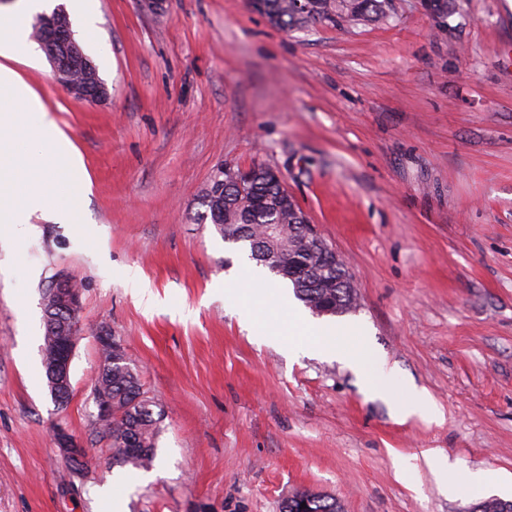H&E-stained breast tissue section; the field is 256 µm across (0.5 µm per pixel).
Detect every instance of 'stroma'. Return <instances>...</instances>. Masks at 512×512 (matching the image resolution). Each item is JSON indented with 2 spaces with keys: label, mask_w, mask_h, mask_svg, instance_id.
Listing matches in <instances>:
<instances>
[{
  "label": "stroma",
  "mask_w": 512,
  "mask_h": 512,
  "mask_svg": "<svg viewBox=\"0 0 512 512\" xmlns=\"http://www.w3.org/2000/svg\"><path fill=\"white\" fill-rule=\"evenodd\" d=\"M75 38L109 96L26 73L83 156L74 220L0 234V512H280L302 491L344 512H470L431 456L512 482V0H387L385 20L284 32L248 0H88ZM268 165L340 255L342 315L439 420L396 418L311 330L225 288L255 261L201 223L221 165ZM82 292L72 396L42 365L43 291ZM119 337L161 414L152 468L96 432L100 331ZM65 430L89 467L65 480Z\"/></svg>",
  "instance_id": "obj_1"
}]
</instances>
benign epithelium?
<instances>
[{
	"label": "benign epithelium",
	"mask_w": 512,
	"mask_h": 512,
	"mask_svg": "<svg viewBox=\"0 0 512 512\" xmlns=\"http://www.w3.org/2000/svg\"><path fill=\"white\" fill-rule=\"evenodd\" d=\"M45 26L59 44L57 48L54 46L46 48L57 83L66 92L90 102L105 98L107 96L105 84L98 78L96 66L75 40L69 23L63 18H56L46 20ZM63 55L77 60L85 68L86 73L92 76V80L78 81L69 75L61 61ZM51 291L57 299L59 309L66 315V318L61 320L56 358L49 371L51 395L57 404L63 405L69 402L72 393L71 364L76 348L74 321L80 311L81 296L79 290L68 287V281L64 279L53 281ZM96 340L100 347L106 349V355L101 359L103 365L112 362V355L123 352L122 344L107 331L100 332ZM55 440L65 457L82 465L86 463V449L82 448L68 433L58 431Z\"/></svg>",
	"instance_id": "1"
}]
</instances>
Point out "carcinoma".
<instances>
[{
    "instance_id": "cac0c4a2",
    "label": "carcinoma",
    "mask_w": 512,
    "mask_h": 512,
    "mask_svg": "<svg viewBox=\"0 0 512 512\" xmlns=\"http://www.w3.org/2000/svg\"><path fill=\"white\" fill-rule=\"evenodd\" d=\"M260 14L275 27L288 31L309 23L347 17L377 22L385 17L384 0H307L297 7L296 0H262ZM203 219L217 225L229 243H243L250 258L271 274L291 282L295 296L309 309L321 306L330 315L340 316L357 307L352 284L340 282L344 264L322 271V257L316 253L299 227L303 210L288 193L284 181L270 172V167L254 164L243 186L229 178L211 181L205 192ZM280 225V235L270 238L266 225ZM54 337L45 326L41 346L42 364L47 368L54 355ZM93 390L112 394L117 415L112 419L96 417L98 434L112 439V463L147 470L153 466L160 432L153 401L144 396L138 370L122 359L97 376ZM306 507H301V503ZM282 512H341L334 498L314 494L303 501L292 496L284 501Z\"/></svg>"
}]
</instances>
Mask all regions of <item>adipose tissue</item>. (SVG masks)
I'll use <instances>...</instances> for the list:
<instances>
[{
	"label": "adipose tissue",
	"mask_w": 512,
	"mask_h": 512,
	"mask_svg": "<svg viewBox=\"0 0 512 512\" xmlns=\"http://www.w3.org/2000/svg\"><path fill=\"white\" fill-rule=\"evenodd\" d=\"M49 0H16L0 6V225L27 223L36 214L54 211L73 217L79 210L75 184L88 180L83 159L71 140L50 118L43 98L23 77L22 68L37 69L41 55L28 38L35 17ZM324 353L347 356L364 377L368 392L391 401L401 418L436 419L439 412L423 391L413 385L398 387L386 376L384 364L367 347L346 351L356 337L353 327L321 326ZM437 474L449 495L465 498L495 485L491 471H473L440 457Z\"/></svg>",
	"instance_id": "adipose-tissue-1"
}]
</instances>
